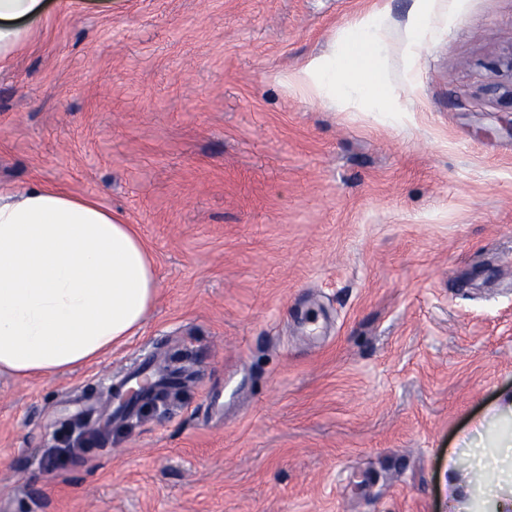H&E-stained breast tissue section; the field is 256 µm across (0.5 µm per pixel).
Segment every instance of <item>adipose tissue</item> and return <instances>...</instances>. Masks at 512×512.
<instances>
[{
	"label": "adipose tissue",
	"mask_w": 512,
	"mask_h": 512,
	"mask_svg": "<svg viewBox=\"0 0 512 512\" xmlns=\"http://www.w3.org/2000/svg\"><path fill=\"white\" fill-rule=\"evenodd\" d=\"M45 0H0V58L28 38ZM381 14L357 21L365 72L346 50L310 59L284 85L327 107L381 89ZM157 293L130 225L95 201L33 181L0 192V373L51 375L99 360L142 327ZM472 446L448 450V512H512V389L478 420Z\"/></svg>",
	"instance_id": "ef3b65f1"
}]
</instances>
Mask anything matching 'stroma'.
<instances>
[{
  "label": "stroma",
  "instance_id": "35a3bbf8",
  "mask_svg": "<svg viewBox=\"0 0 512 512\" xmlns=\"http://www.w3.org/2000/svg\"><path fill=\"white\" fill-rule=\"evenodd\" d=\"M49 2L0 61V188L119 214L158 289L99 361L0 374V512H447L512 387V0L418 39L415 0ZM374 12L376 101L284 89ZM140 362L186 381L116 412Z\"/></svg>",
  "mask_w": 512,
  "mask_h": 512
}]
</instances>
